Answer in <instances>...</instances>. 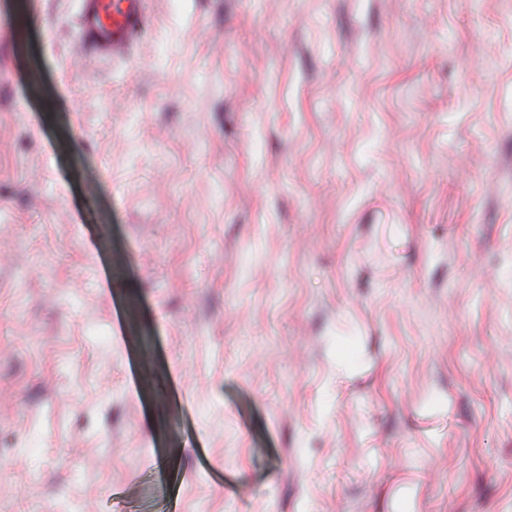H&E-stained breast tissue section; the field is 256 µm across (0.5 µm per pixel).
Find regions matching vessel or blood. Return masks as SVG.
<instances>
[{
	"label": "vessel or blood",
	"mask_w": 512,
	"mask_h": 512,
	"mask_svg": "<svg viewBox=\"0 0 512 512\" xmlns=\"http://www.w3.org/2000/svg\"><path fill=\"white\" fill-rule=\"evenodd\" d=\"M146 4L147 0H79L83 44L100 57L124 58L147 22Z\"/></svg>",
	"instance_id": "vessel-or-blood-1"
}]
</instances>
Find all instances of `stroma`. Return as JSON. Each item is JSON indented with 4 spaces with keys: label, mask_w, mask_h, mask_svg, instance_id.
<instances>
[{
    "label": "stroma",
    "mask_w": 512,
    "mask_h": 512,
    "mask_svg": "<svg viewBox=\"0 0 512 512\" xmlns=\"http://www.w3.org/2000/svg\"><path fill=\"white\" fill-rule=\"evenodd\" d=\"M0 0V512H512V0ZM146 4L147 0H80L83 44L100 57L124 58L138 29L146 25Z\"/></svg>",
    "instance_id": "1"
}]
</instances>
